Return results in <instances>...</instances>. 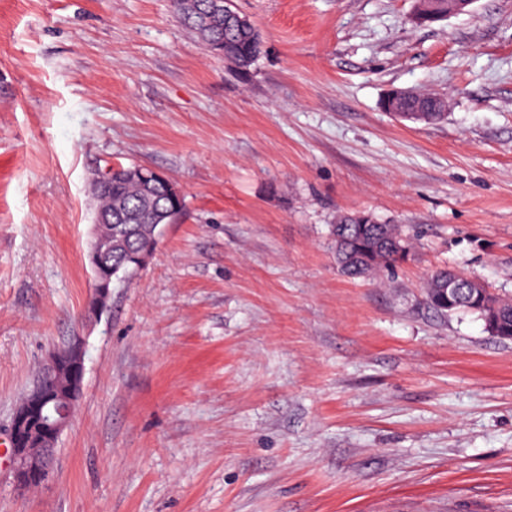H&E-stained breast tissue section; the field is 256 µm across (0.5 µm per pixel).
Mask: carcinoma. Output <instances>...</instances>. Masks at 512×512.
<instances>
[{
	"instance_id": "obj_1",
	"label": "carcinoma",
	"mask_w": 512,
	"mask_h": 512,
	"mask_svg": "<svg viewBox=\"0 0 512 512\" xmlns=\"http://www.w3.org/2000/svg\"><path fill=\"white\" fill-rule=\"evenodd\" d=\"M174 15L195 38L208 48L225 51L226 59L236 61L248 55L261 54V45L240 33L234 20L209 15L210 0H171ZM99 201L96 216L104 223L97 225L98 250L114 278L125 275L137 256L151 245L156 221L165 211L179 212L183 204L169 195L162 181L144 183L125 173H117L101 184L96 194ZM406 254V246L394 224H381L370 218L363 230L353 219L345 231L336 236V260L345 262L342 272L351 277H364L394 266ZM430 308L442 314L473 313L485 326H490L487 309L476 299L450 303L441 294L440 281L432 275L424 286Z\"/></svg>"
}]
</instances>
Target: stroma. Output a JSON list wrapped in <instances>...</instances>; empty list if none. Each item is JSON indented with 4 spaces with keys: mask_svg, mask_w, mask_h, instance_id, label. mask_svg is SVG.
<instances>
[{
    "mask_svg": "<svg viewBox=\"0 0 512 512\" xmlns=\"http://www.w3.org/2000/svg\"><path fill=\"white\" fill-rule=\"evenodd\" d=\"M263 50L210 54L170 0H0V440L74 337L83 389L49 480L0 512H512V340L441 315L442 268L512 297V0H232ZM395 88L449 98L400 121ZM184 207L89 315L90 184ZM397 225L381 281L338 216Z\"/></svg>",
    "mask_w": 512,
    "mask_h": 512,
    "instance_id": "1",
    "label": "stroma"
}]
</instances>
